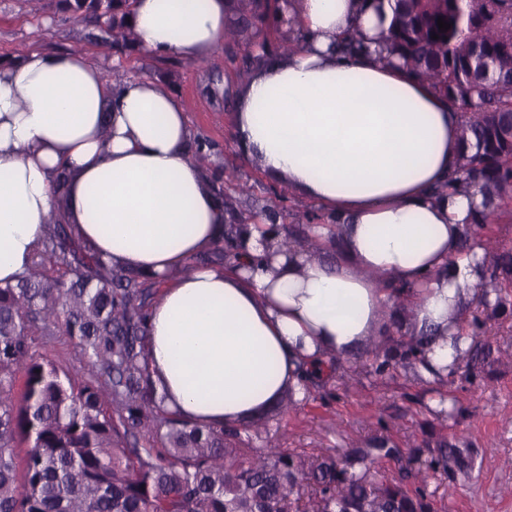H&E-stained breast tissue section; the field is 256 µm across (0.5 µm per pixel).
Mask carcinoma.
Segmentation results:
<instances>
[{
    "instance_id": "obj_1",
    "label": "carcinoma",
    "mask_w": 512,
    "mask_h": 512,
    "mask_svg": "<svg viewBox=\"0 0 512 512\" xmlns=\"http://www.w3.org/2000/svg\"><path fill=\"white\" fill-rule=\"evenodd\" d=\"M62 2L115 38L117 51L133 52L130 10L113 0ZM390 7L387 28L369 35L352 26L339 46L378 44V60H398L459 112V165L448 189L482 197L460 243L470 252L503 223L499 206L512 199V0L470 19L456 0H390ZM440 18L451 28L439 29ZM226 212L213 250L220 263L243 248L239 214L231 203ZM479 266L481 313L458 327L456 336L470 343L448 366V383L471 368L477 337L512 287L511 253L493 260L486 251ZM155 285L102 260L58 212L27 271L0 286V512H436L421 474L451 486L467 473V448L404 449L378 439L337 455L272 445L246 456L236 442L261 435L254 419L203 428L167 410L145 356ZM55 332L69 336L94 372L76 380L39 352L38 337ZM396 346L394 356L372 353L371 372L415 364L424 338L405 336ZM21 443L28 450L18 461ZM401 459L400 479H385L383 463Z\"/></svg>"
}]
</instances>
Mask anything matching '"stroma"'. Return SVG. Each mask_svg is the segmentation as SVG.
I'll return each instance as SVG.
<instances>
[{
  "label": "stroma",
  "mask_w": 512,
  "mask_h": 512,
  "mask_svg": "<svg viewBox=\"0 0 512 512\" xmlns=\"http://www.w3.org/2000/svg\"><path fill=\"white\" fill-rule=\"evenodd\" d=\"M98 34L94 24L73 20L61 0H39L35 5L30 0H0V64L13 62L23 51H78L103 72L119 69L168 82L189 108L193 136L214 144L209 166L225 176V195L239 206L249 197L268 203L280 182L246 161L233 142L236 96L250 69L226 64L220 49L205 68L181 64L179 78L172 82L169 59L114 53ZM480 341L486 358L472 380L459 379L434 392L410 367L368 375L363 370L368 354L363 351L332 371L323 386L313 388L294 409L264 424L284 447L317 453L342 452L376 434L402 448L466 442L478 451L475 467L450 493L430 480L438 506L446 512H512V296L488 322ZM443 397L456 402L448 420L437 412Z\"/></svg>",
  "instance_id": "stroma-1"
}]
</instances>
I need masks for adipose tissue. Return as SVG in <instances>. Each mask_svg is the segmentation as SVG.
<instances>
[{"mask_svg":"<svg viewBox=\"0 0 512 512\" xmlns=\"http://www.w3.org/2000/svg\"><path fill=\"white\" fill-rule=\"evenodd\" d=\"M225 0H134L137 44L196 61L224 43ZM306 45L262 63L236 101L234 136L263 171L288 180L330 221L285 254L249 226L233 263L169 277L220 242L224 215L190 152L184 103L157 80L109 84L78 52L29 51L0 65V284L31 264L71 181L64 217L104 260L163 276L146 354L168 410L219 426L273 405L304 370L374 337L427 336L418 370L448 364V326L481 271L459 242L475 199L436 198L458 157L457 112L426 83L333 46L380 19L356 0H299ZM340 250L341 262L326 255ZM418 285L395 297L391 283ZM404 304L406 314L393 310Z\"/></svg>","mask_w":512,"mask_h":512,"instance_id":"ef3b65f1","label":"adipose tissue"}]
</instances>
